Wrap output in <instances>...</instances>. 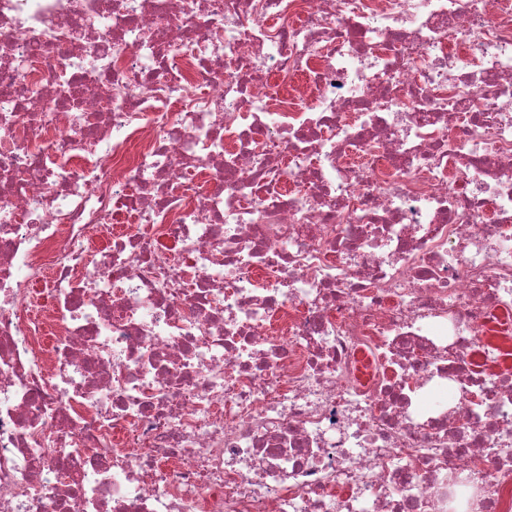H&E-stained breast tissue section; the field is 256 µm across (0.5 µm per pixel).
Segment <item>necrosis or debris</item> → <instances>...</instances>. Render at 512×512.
<instances>
[{
    "mask_svg": "<svg viewBox=\"0 0 512 512\" xmlns=\"http://www.w3.org/2000/svg\"><path fill=\"white\" fill-rule=\"evenodd\" d=\"M0 512H512V0H0Z\"/></svg>",
    "mask_w": 512,
    "mask_h": 512,
    "instance_id": "necrosis-or-debris-1",
    "label": "necrosis or debris"
}]
</instances>
